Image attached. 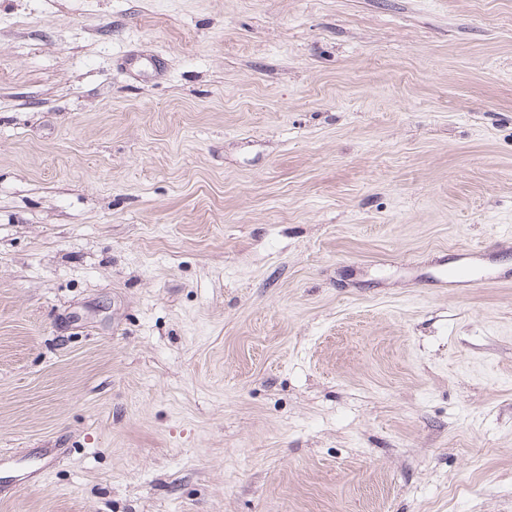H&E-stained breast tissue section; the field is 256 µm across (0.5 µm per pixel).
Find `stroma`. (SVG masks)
<instances>
[{"instance_id":"1","label":"stroma","mask_w":512,"mask_h":512,"mask_svg":"<svg viewBox=\"0 0 512 512\" xmlns=\"http://www.w3.org/2000/svg\"><path fill=\"white\" fill-rule=\"evenodd\" d=\"M512 0H0V512H512ZM465 260L462 265L454 266L448 269V275L445 273L447 264H439L441 274L436 277V282L446 288H479L492 283H501L512 281V276L503 273L496 277L478 276L477 268L481 267L486 256L484 248H472L467 250Z\"/></svg>"}]
</instances>
